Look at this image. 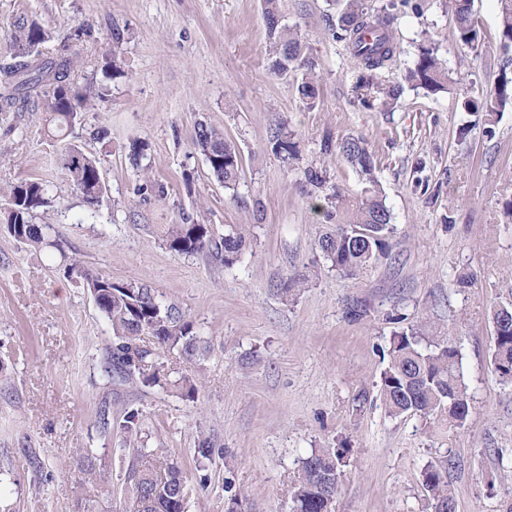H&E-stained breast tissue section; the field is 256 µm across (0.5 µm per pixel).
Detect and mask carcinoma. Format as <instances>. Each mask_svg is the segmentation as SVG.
Returning a JSON list of instances; mask_svg holds the SVG:
<instances>
[{
    "instance_id": "obj_1",
    "label": "carcinoma",
    "mask_w": 512,
    "mask_h": 512,
    "mask_svg": "<svg viewBox=\"0 0 512 512\" xmlns=\"http://www.w3.org/2000/svg\"><path fill=\"white\" fill-rule=\"evenodd\" d=\"M263 14L268 38L274 41L273 72L283 75L303 71L297 91L306 102L318 97L319 83L313 73L314 61L307 56L306 46L280 26L277 0H265ZM500 44L503 53L512 51V0H500ZM455 18L459 41L475 48L481 31L474 23L472 0H448ZM388 13L373 12L367 0H344L333 25L334 36L345 41L355 62L354 91L367 107H390L403 93V84L435 92L444 88L448 73L429 48L422 49L418 60L404 76V82H383L382 73L394 57L397 44ZM47 33L37 22L22 18L16 22L12 38L11 58L14 63L0 66V112H16L36 97L42 100L55 136L62 137L75 125L79 113L87 106L106 102V94L89 87L81 93L75 89L72 74L79 53L66 47L64 52L44 59L48 78L59 83L61 96H49L43 76H33L15 83V76L28 66L29 56L40 54L38 46ZM512 103V77L501 73L494 91L480 101L469 100L465 108L488 115ZM194 150L204 155L210 170L228 188L236 184L241 161L235 147L224 138V132L205 123L197 124L191 139ZM326 152L348 164L365 184L359 198L351 200L336 186L325 193L326 172L313 166L304 172L305 181L323 193L328 229L318 238L322 257L331 267L353 277L385 256L388 239L394 232L392 214L383 200L376 177V158L364 138L349 136L329 146ZM58 164L70 187L84 202L93 207L104 196L98 185L97 161L82 151L63 146ZM47 188L37 181L13 183L7 190L11 206L5 224L17 241L33 248L53 246L48 240L51 226L36 222L38 210L48 203ZM250 234L247 224L229 227L217 239L208 225L190 222L173 224L166 235V246L178 255L202 254L234 264L245 250ZM100 313L112 325L116 343L112 347V366L122 377L144 386L167 384L170 373L153 349L176 348L191 360L198 349L197 335L190 322L162 307L151 289L135 282L114 284L100 274L84 275ZM497 321L491 356L493 372L499 380L512 386V304H500L493 311ZM151 338L154 348L144 345ZM383 356L387 357L381 373L379 392L385 412L391 417L408 413L446 423L448 427L466 424L471 413V395L459 368V352L448 337L431 329L423 321L392 334ZM141 412L132 408L124 412L121 430L130 436L141 433ZM346 442L332 448H321L302 462L289 493L293 512H334L339 493L336 476L346 465ZM131 491L124 498L120 512H185L191 491L186 473L165 456L155 457L147 465H134L127 477ZM426 492L425 512H456L454 491L448 482L446 463L430 464L423 473Z\"/></svg>"
}]
</instances>
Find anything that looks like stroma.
I'll return each mask as SVG.
<instances>
[{"mask_svg": "<svg viewBox=\"0 0 512 512\" xmlns=\"http://www.w3.org/2000/svg\"><path fill=\"white\" fill-rule=\"evenodd\" d=\"M368 2L394 15L387 77L430 47L448 70L445 90H405L389 112L364 108L350 50L329 29L332 0H278L283 27L317 63L311 106L296 74L269 69L264 0H0V57L16 20H36L49 35L42 55L77 48V86H103L108 99L61 142L46 112L0 114V191L46 184L38 221L53 240L33 251L0 226V512H117L137 458L119 429L128 408L142 413L147 450L190 481L206 475L186 512H290L302 460L343 440L336 512H422V471L437 460L448 463L456 512L512 504V387L491 367V311L512 300V105L491 115L464 107L502 70L499 0H473L484 34L475 48L459 42L444 0ZM108 61L118 77L104 78ZM201 121L240 153L232 187L191 146ZM285 135L296 158L276 149ZM348 136L374 151L395 225L387 256L354 278L318 251L324 211L301 181L315 164L359 195L357 174L323 150ZM64 142L98 162L106 192L96 208L58 165ZM186 217L217 237L232 224L252 225L253 236L230 266L177 255L165 233ZM88 273L152 288L192 322L202 355L161 350L163 387L119 378ZM423 320L459 349L472 406L464 426L388 417L377 396L391 334ZM204 436L219 443L207 459L197 455ZM87 458L102 485L85 483Z\"/></svg>", "mask_w": 512, "mask_h": 512, "instance_id": "35a3bbf8", "label": "stroma"}]
</instances>
